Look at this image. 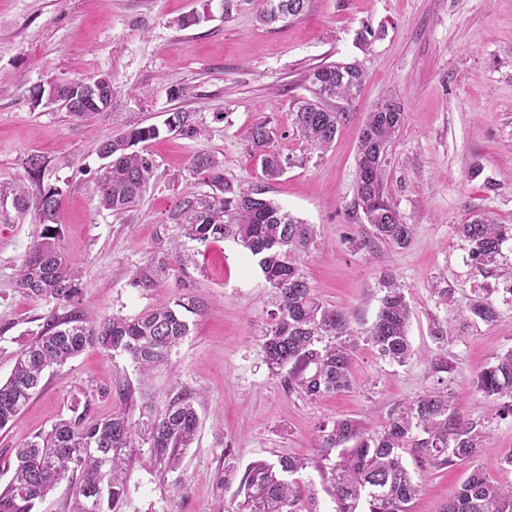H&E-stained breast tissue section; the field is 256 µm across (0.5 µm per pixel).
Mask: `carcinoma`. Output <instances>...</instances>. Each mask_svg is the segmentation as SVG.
<instances>
[{
	"label": "carcinoma",
	"instance_id": "obj_1",
	"mask_svg": "<svg viewBox=\"0 0 512 512\" xmlns=\"http://www.w3.org/2000/svg\"><path fill=\"white\" fill-rule=\"evenodd\" d=\"M309 0H267L261 22L267 26L299 18ZM308 80L321 99L304 102L291 113L296 132L314 149H327L336 137L344 113L327 108L323 101L335 97L350 102L364 89L365 71L357 62L330 63L309 73ZM108 97L97 104L72 103L68 110L83 120L101 115ZM404 121V108L395 100L374 106L363 122L357 147L355 207L370 224L371 238L397 247L409 244L413 225L404 221L395 203L383 190L384 166L389 146ZM171 132L198 133L194 113L174 112L166 122ZM159 135L155 126H133L101 142L97 153L109 159L96 183L99 205L121 216L132 210L152 176V160L136 146ZM273 131L261 122L251 128L249 144L263 157L266 175L282 176L301 160L272 149ZM191 169L205 176L211 195L185 194L177 198L168 219L182 226L184 236L205 244L231 237L240 241L256 260L274 294L273 323L259 340L269 369H288V388L308 399L338 393L352 384L350 364L358 341L350 317L320 303L302 271V259L314 246L317 232L283 211L262 192L237 191L224 181L222 162L211 154H197ZM11 203L19 213L33 212L42 226L39 239L20 266L18 284L34 299L52 298L71 308L63 317L45 318L34 340L18 355L10 377L0 382V430L13 423L41 383L43 373L61 366L87 346L120 351L131 357L140 376L169 361L173 349L190 332L187 314L197 315L204 302L192 295L163 302L134 318L114 315L94 320L78 308L81 274L57 243L60 192L42 190L34 197L21 184L0 185V204ZM456 233L470 246L480 266L494 262L502 244L512 239V224H499L485 212H471ZM161 261L138 269L136 288H154L166 275ZM386 294L376 322L364 340L379 354L397 364L411 357L407 335L410 308L394 281H385ZM470 313L492 323L498 309L487 300L472 303ZM487 397L505 398L501 415L512 417V349L498 355L493 365L476 379ZM200 425L193 393L180 391L141 431L133 429L121 412L96 420L82 411L61 419L15 449L16 464L9 483L0 488V512H36V506L63 480L73 493V512H120L129 476L126 449L139 437L151 448L164 471L175 470L184 451L196 439ZM488 434L480 422L463 419L445 392L422 395L393 415L383 430L367 435L360 421L339 418L323 426L316 436L321 458L339 450L330 467L331 494L336 512H411L410 503L421 486L403 464L402 453L444 467L469 460L482 448ZM305 458L282 457L275 464L251 463L240 481V501L235 512H301L313 492L288 476L305 469ZM443 512H512V494L476 470L447 502Z\"/></svg>",
	"mask_w": 512,
	"mask_h": 512
}]
</instances>
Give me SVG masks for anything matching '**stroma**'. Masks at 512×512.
I'll use <instances>...</instances> for the list:
<instances>
[{
	"label": "stroma",
	"mask_w": 512,
	"mask_h": 512,
	"mask_svg": "<svg viewBox=\"0 0 512 512\" xmlns=\"http://www.w3.org/2000/svg\"><path fill=\"white\" fill-rule=\"evenodd\" d=\"M264 5L251 0L228 21L220 0H0V184L22 183L33 195L59 190V243L82 272L83 308L133 318L188 289L206 303L149 382H140L128 355L99 347L48 370L20 417L0 430L1 486L13 475L15 448L70 417L75 401L87 403L89 418L121 411L138 426L187 389L200 418L194 444L180 468L164 474L147 444L136 442L122 512H228L249 464L289 456L311 461L295 475L315 492L306 512H334L328 470L317 465L320 424L351 417L374 434L395 410L444 387L464 418L484 425L489 446L450 467L404 454L421 485L412 512H442L476 470L512 490V467L503 461L512 451V418H501V400L474 384L512 348V240L480 269L455 232L474 210L512 224V0H311L299 19L273 27L258 20ZM190 13L200 23L179 28L177 18ZM368 28L376 36L365 44L359 35ZM353 60L364 66L365 90L353 102L330 100L344 119L329 148L311 149L290 120L298 101L315 97L307 75ZM99 75L112 78V106L89 122L39 93ZM390 96L401 100L405 120L388 149L384 188L414 235L404 248H363L369 226L354 208L357 138L366 113ZM178 111L194 113L196 136L164 131ZM133 122L160 134L142 144L154 168L140 203L117 217L94 195L96 150ZM260 122L273 129L275 150L305 164L268 178L248 146ZM201 153L217 157L234 186L264 190L315 225L317 246L304 271L317 299L347 313L356 331L375 321L383 280L400 285L410 306L407 363L359 342L351 387L312 401L268 369L258 341L274 303L248 251L230 238L199 244L168 221L181 193L211 191L190 170ZM31 154L48 162L37 183L23 165ZM40 232L32 217L0 205V381L46 317L68 312L17 285ZM163 258L171 271L158 287L132 286L136 270ZM438 279L453 291L445 307L431 293ZM479 298L498 308V322H467ZM437 319L453 329L447 343L433 338ZM440 355L450 373H431Z\"/></svg>",
	"instance_id": "stroma-1"
}]
</instances>
